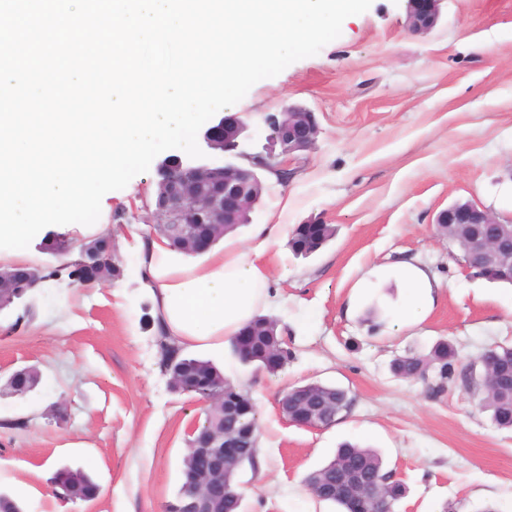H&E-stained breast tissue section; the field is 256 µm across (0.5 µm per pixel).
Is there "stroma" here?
Returning <instances> with one entry per match:
<instances>
[{
    "label": "stroma",
    "mask_w": 512,
    "mask_h": 512,
    "mask_svg": "<svg viewBox=\"0 0 512 512\" xmlns=\"http://www.w3.org/2000/svg\"><path fill=\"white\" fill-rule=\"evenodd\" d=\"M406 0H372L314 56L257 82L232 112L248 128L242 150L267 144L265 118L289 105L314 112L315 147L284 160L286 181L262 173L252 224L335 225L314 255L287 241L263 259L272 270L270 311L291 357L270 374L231 348L208 353L254 401L258 470L237 481L243 512H334L304 485L342 443L378 449L406 486L393 512H512V430L496 428L460 389L429 398L393 376L408 349L453 340L460 363L512 344V287L471 276L436 232L458 200L512 220V0H443L425 37L409 33ZM160 160L103 197L123 277L77 286L47 280L0 313V381L34 367L38 385L0 397V492L23 512H164L181 485L190 426L204 402L174 392L158 367L152 304L136 274L137 241ZM139 235V236H140ZM409 259L427 272L435 300L422 323L401 314L403 287L380 268ZM320 381L346 389L351 410L310 430L280 409L288 388ZM85 470L100 486L90 501L55 493L57 469Z\"/></svg>",
    "instance_id": "obj_1"
}]
</instances>
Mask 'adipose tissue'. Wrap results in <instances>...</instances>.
I'll list each match as a JSON object with an SVG mask.
<instances>
[{"label": "adipose tissue", "instance_id": "1", "mask_svg": "<svg viewBox=\"0 0 512 512\" xmlns=\"http://www.w3.org/2000/svg\"><path fill=\"white\" fill-rule=\"evenodd\" d=\"M288 232L284 224H258L254 245L243 249L232 237L192 259L156 239L140 241L137 270L148 287L169 336L186 355L219 349L255 315L272 305V273L262 261L268 247ZM404 311L422 322L432 298L427 274L412 264L398 273Z\"/></svg>", "mask_w": 512, "mask_h": 512}]
</instances>
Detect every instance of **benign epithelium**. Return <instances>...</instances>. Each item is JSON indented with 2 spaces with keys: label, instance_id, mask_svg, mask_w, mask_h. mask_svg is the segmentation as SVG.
Here are the masks:
<instances>
[{
  "label": "benign epithelium",
  "instance_id": "1",
  "mask_svg": "<svg viewBox=\"0 0 512 512\" xmlns=\"http://www.w3.org/2000/svg\"><path fill=\"white\" fill-rule=\"evenodd\" d=\"M444 0H407V29L416 36H426L437 26ZM269 129L268 140L280 148L276 153H247L240 150V139L246 123L238 114H226L215 125L207 128L204 140L207 146L226 155L240 158L222 165L199 164L187 168L177 157L167 159L160 167L153 209L149 224L164 227L162 237L174 249L191 256L207 252L215 236V229L229 224H248L251 213L259 203L264 184L258 175L263 170L288 179L281 168V159L294 157L312 150L320 133L315 113L302 106H288L265 119ZM439 226L463 225L469 233L465 243L456 247L463 267L471 272L495 270L512 275V224L502 223L493 212L469 201H456L441 210L435 220ZM323 237V222L307 221L292 229L289 239L299 253L310 254ZM82 284L103 282L105 264L115 263L110 239L104 237L95 248L81 250L77 260ZM34 286L33 273L21 267L0 268V306L9 297L10 289L20 281ZM31 369L12 372L3 387L11 396H24L36 387ZM206 411L222 419L224 416L246 415L250 405L224 389V380L215 381L214 390L205 400ZM287 420L298 426L322 429L319 416L309 409H288V396L280 402ZM254 426H243L240 433H226L224 428L197 432L192 428L186 440V454L194 459V468L186 474V492L167 512H241L243 494L229 490L226 478L229 471L251 449L241 439L255 435ZM346 495L349 512H371L366 507L365 494L349 485L341 489L324 488L317 491L318 499L328 500L336 492Z\"/></svg>",
  "mask_w": 512,
  "mask_h": 512
}]
</instances>
